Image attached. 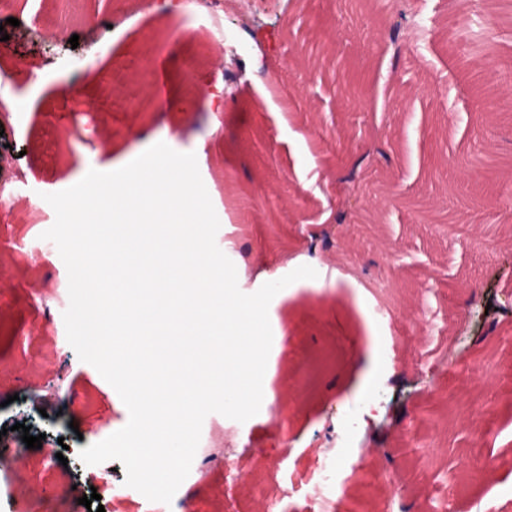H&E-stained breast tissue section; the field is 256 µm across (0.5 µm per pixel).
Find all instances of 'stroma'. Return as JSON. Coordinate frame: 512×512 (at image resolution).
Wrapping results in <instances>:
<instances>
[{"mask_svg": "<svg viewBox=\"0 0 512 512\" xmlns=\"http://www.w3.org/2000/svg\"><path fill=\"white\" fill-rule=\"evenodd\" d=\"M417 15L400 58L383 56L391 0H292V25L276 51L246 38V67L223 112L205 101L190 110L159 111L153 88L113 87L115 71L165 62L169 94L184 99L197 85L222 80L223 64L204 22L179 36L157 0H79L87 22L74 27L77 48L35 47L25 58L0 44V73L32 106L0 125V176L22 175L20 202L0 213V428L22 423L42 446L25 450L14 479L0 480V512H11L9 483L56 488L42 512H67V500L98 492L105 512H145L122 494L124 469L114 461L86 465L79 450L119 429L129 413L115 389L69 344L63 313L68 272L57 247L41 235L55 212L40 202L79 182L89 169H118L155 143L188 153L209 144L197 165L220 222L216 243L234 263L238 286L255 293L266 276L299 266L317 278L296 281L268 310L273 333L267 363L273 411L240 423L209 414L203 438L237 449L229 466L189 473L177 491L195 512H257L255 494L279 499L281 512H317L310 497L319 480L328 433L340 426L346 396L361 384L368 360L388 366L385 383L419 378L417 364L438 363L471 294L487 274L497 293H512V226L497 197L512 200V82L498 62L512 63V0H405ZM136 11V24L124 16ZM333 17L339 35L324 43ZM498 31L497 56L477 48ZM199 61L196 78L180 76L183 59ZM79 80L77 95L64 86ZM497 111H485L486 98ZM377 157L363 183L361 219L322 223L336 208V181L373 144ZM382 280L384 322L370 313L364 282ZM512 336L500 318L468 352L467 372L445 369L425 390L406 396L420 447L398 430L387 453L416 512H441L455 473L465 479L453 512L480 501L486 512H512V381L497 379L487 436L474 442L463 418L449 420L448 397L472 409L486 402L483 363ZM66 463H48L62 446ZM263 448L287 449L272 464ZM482 460L498 484L485 492L467 463Z\"/></svg>", "mask_w": 512, "mask_h": 512, "instance_id": "1", "label": "stroma"}]
</instances>
